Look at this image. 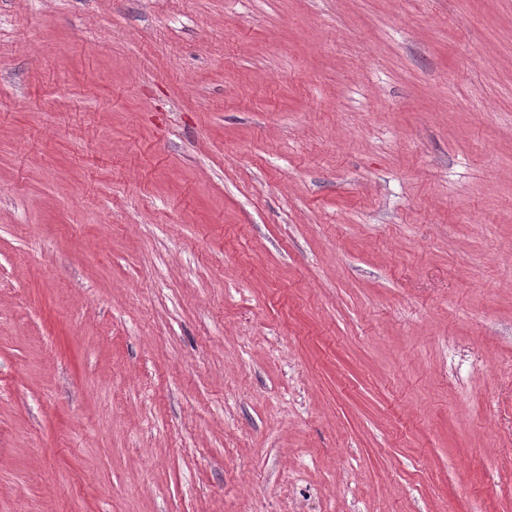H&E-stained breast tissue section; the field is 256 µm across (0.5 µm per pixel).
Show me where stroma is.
Returning a JSON list of instances; mask_svg holds the SVG:
<instances>
[{"instance_id": "35a3bbf8", "label": "stroma", "mask_w": 512, "mask_h": 512, "mask_svg": "<svg viewBox=\"0 0 512 512\" xmlns=\"http://www.w3.org/2000/svg\"><path fill=\"white\" fill-rule=\"evenodd\" d=\"M0 512H512V0H0Z\"/></svg>"}]
</instances>
